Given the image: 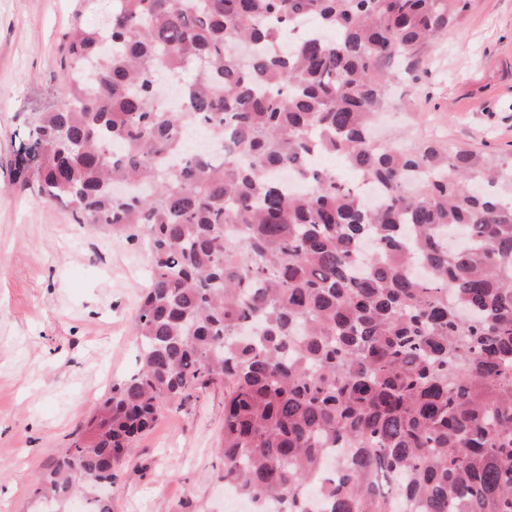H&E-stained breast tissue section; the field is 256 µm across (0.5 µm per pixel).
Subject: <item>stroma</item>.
<instances>
[{"label": "stroma", "mask_w": 512, "mask_h": 512, "mask_svg": "<svg viewBox=\"0 0 512 512\" xmlns=\"http://www.w3.org/2000/svg\"><path fill=\"white\" fill-rule=\"evenodd\" d=\"M109 0H0V512H46L38 478L113 382L135 368L134 324L150 282L144 237L75 223L13 185L17 130L63 107L66 34L102 25ZM409 115L380 135L436 137L512 156V0H471L433 52ZM224 384L165 412L116 471L112 512H225Z\"/></svg>", "instance_id": "stroma-1"}]
</instances>
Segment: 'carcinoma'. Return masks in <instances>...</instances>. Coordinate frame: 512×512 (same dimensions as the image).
<instances>
[{
    "label": "carcinoma",
    "instance_id": "obj_1",
    "mask_svg": "<svg viewBox=\"0 0 512 512\" xmlns=\"http://www.w3.org/2000/svg\"><path fill=\"white\" fill-rule=\"evenodd\" d=\"M470 0H112L75 27L65 108L29 122L15 181L77 224L148 237L137 367L40 477L66 512L165 411L224 379V485L253 512H512V157L373 134ZM306 16L319 31L269 49ZM196 63L167 110L157 71ZM206 128L216 156L182 147ZM381 188L378 208L312 151ZM291 171L301 190L284 188ZM139 186L110 193V185ZM375 250L356 270L359 249ZM419 259L429 276L414 274ZM342 443L348 464L325 471Z\"/></svg>",
    "mask_w": 512,
    "mask_h": 512
}]
</instances>
